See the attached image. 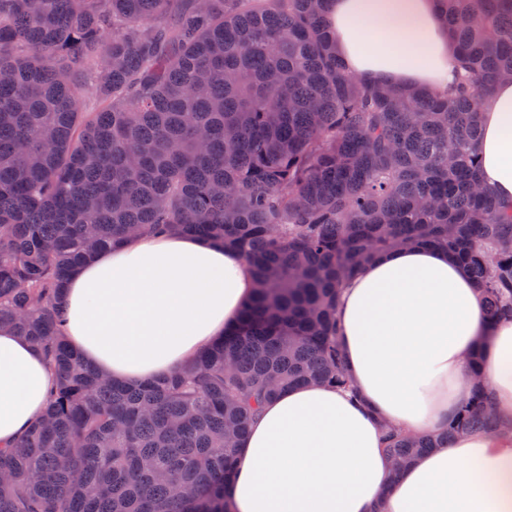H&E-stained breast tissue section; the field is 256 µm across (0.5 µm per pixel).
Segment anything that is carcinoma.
<instances>
[{
    "mask_svg": "<svg viewBox=\"0 0 512 512\" xmlns=\"http://www.w3.org/2000/svg\"><path fill=\"white\" fill-rule=\"evenodd\" d=\"M329 0H0V326L50 369L42 417L0 447V512H230L237 443L291 387L346 384L344 280L410 241L448 249L487 322L512 317V203L477 177L479 103L512 74V0H439L451 92L344 68ZM98 75L110 104L86 111ZM238 250L256 292L180 374H100L65 340L72 272L133 234ZM471 429L386 432L395 470Z\"/></svg>",
    "mask_w": 512,
    "mask_h": 512,
    "instance_id": "1",
    "label": "carcinoma"
}]
</instances>
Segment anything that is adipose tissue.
I'll return each instance as SVG.
<instances>
[{
	"instance_id": "1",
	"label": "adipose tissue",
	"mask_w": 512,
	"mask_h": 512,
	"mask_svg": "<svg viewBox=\"0 0 512 512\" xmlns=\"http://www.w3.org/2000/svg\"><path fill=\"white\" fill-rule=\"evenodd\" d=\"M337 51L357 77L446 89L457 75L437 0H331ZM479 180L512 201V79L479 114ZM256 283L209 239L144 235L98 253L60 302L70 343L112 379L170 376L224 335ZM338 336L350 388L310 384L267 402L239 445L233 512H512V436L480 430L393 474L382 425L447 427L474 371L512 422V319L486 324L475 280L420 243L384 254L343 287ZM50 374L32 342L0 328V445L42 413Z\"/></svg>"
}]
</instances>
